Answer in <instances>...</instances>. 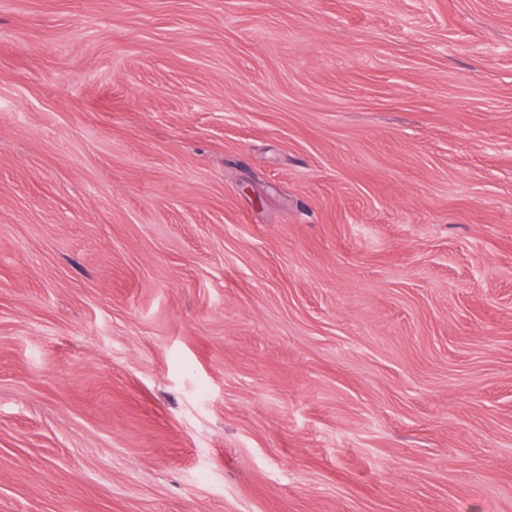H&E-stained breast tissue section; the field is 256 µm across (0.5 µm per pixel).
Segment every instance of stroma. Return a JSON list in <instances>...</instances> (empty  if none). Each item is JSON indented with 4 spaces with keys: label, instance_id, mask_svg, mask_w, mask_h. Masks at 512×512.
<instances>
[{
    "label": "stroma",
    "instance_id": "obj_1",
    "mask_svg": "<svg viewBox=\"0 0 512 512\" xmlns=\"http://www.w3.org/2000/svg\"><path fill=\"white\" fill-rule=\"evenodd\" d=\"M0 512H512V0H0Z\"/></svg>",
    "mask_w": 512,
    "mask_h": 512
}]
</instances>
